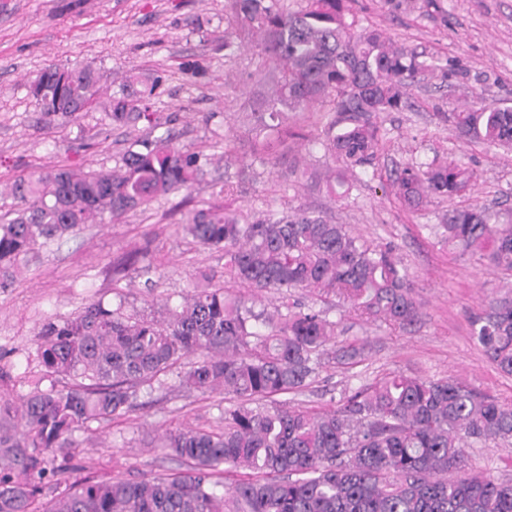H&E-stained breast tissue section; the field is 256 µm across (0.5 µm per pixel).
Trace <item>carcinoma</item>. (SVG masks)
I'll return each mask as SVG.
<instances>
[{
	"label": "carcinoma",
	"mask_w": 512,
	"mask_h": 512,
	"mask_svg": "<svg viewBox=\"0 0 512 512\" xmlns=\"http://www.w3.org/2000/svg\"><path fill=\"white\" fill-rule=\"evenodd\" d=\"M231 0L229 24L240 38L255 32L262 78L271 90L249 105L251 156L278 165L302 133L284 124L323 107L321 145L334 163L326 191L349 197L357 172H377L387 132L381 116L409 106V88L441 72L464 74L386 40L361 25L357 0ZM103 75L92 64L49 66L31 84L45 123L76 120L96 102ZM164 77L133 71L111 97L113 125L162 127L150 100ZM458 136L512 147V107L489 108L475 96L443 113ZM207 155L175 143L171 130L130 141L110 170L61 165L20 176L9 186L14 217L0 223V285L14 280L36 250L61 244L82 226L148 206L189 186ZM475 169L455 161L412 163L389 176L412 209L431 197L469 194ZM194 242L224 254L217 272H197L176 305L160 315L127 311L126 297L99 298L78 314L47 321L39 334L41 376L18 397L0 392V512H512V481L463 468L474 443L512 440V404L471 383L389 372L361 385L331 410L255 405L299 391L322 364L351 367L362 349L336 347L338 322L328 312L288 302V290L334 296L363 321L405 329L418 316L408 268L390 245L368 243L344 225L297 210L249 215L227 206L189 210L179 224ZM438 233L448 246L512 277V224H492L488 208L448 209ZM282 295L273 311L224 282ZM472 335L497 369L512 375V289L472 322ZM196 360L189 361L190 357ZM177 387L224 393V427H183L154 444L189 470L140 479L87 476L56 490L70 470L74 435L128 413L138 391ZM67 379L70 385L58 387ZM247 473L226 486L221 474Z\"/></svg>",
	"instance_id": "obj_1"
}]
</instances>
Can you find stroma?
<instances>
[{
	"mask_svg": "<svg viewBox=\"0 0 512 512\" xmlns=\"http://www.w3.org/2000/svg\"><path fill=\"white\" fill-rule=\"evenodd\" d=\"M364 23L391 41L458 63L465 78L421 81L411 90L413 105L385 117L388 143L381 171L418 161L455 160L478 171L472 195L435 198L417 210L383 191L378 178L360 174L343 201L301 177V170L329 166L318 130L309 126L284 164L251 161L252 123L242 105L257 91L258 58L250 46L224 54L229 0H0V195L17 177L59 165L88 169L114 166L144 126L116 127L103 121V103L127 71L160 72L154 110L175 116L171 129L180 144L204 150L213 161L189 188L158 197L145 210L118 221L86 225L61 247L41 250L7 287L0 288V361L11 379L0 388L23 394L14 377L39 375L37 338L51 319L78 313L90 300L127 294L131 306L149 309L153 300L188 290L196 269L221 267L218 252L182 236L183 212L231 205L255 214L305 209L374 243H393L406 265L420 302L416 324L401 330L365 323L335 301H320L301 289L291 299L325 308L339 321L337 345L362 340L363 363L346 370L317 369L308 386L274 396L277 404L313 410L338 407L348 390L389 371L431 379L459 377L481 392L512 403V375L500 372L471 335L472 322L496 296L500 274L477 258L450 250L430 227L448 208L479 204L512 217V151L478 141L463 142L444 113L480 95L489 106H512V0H436L420 11L391 0H360ZM93 64L103 74L101 102L74 122L45 124L30 85L44 68ZM237 192L224 197L225 182ZM148 252L157 268L145 288L131 256ZM141 406L112 421L76 433L73 470L67 482L168 474L179 463L154 448L166 430L217 428L228 401L221 394H141ZM467 463L477 473L512 480V445L475 444Z\"/></svg>",
	"mask_w": 512,
	"mask_h": 512,
	"instance_id": "35a3bbf8",
	"label": "stroma"
}]
</instances>
